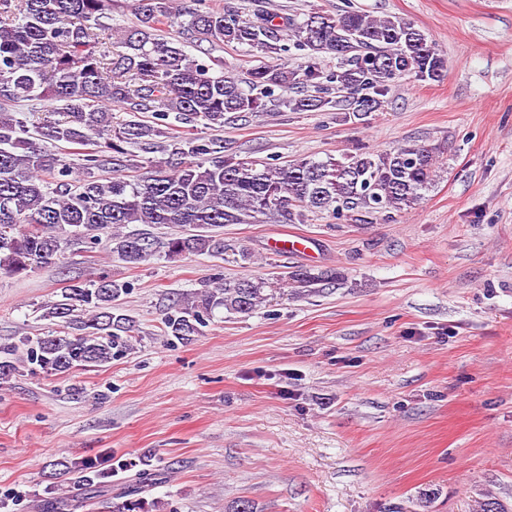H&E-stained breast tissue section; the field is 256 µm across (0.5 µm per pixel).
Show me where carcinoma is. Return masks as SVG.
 Listing matches in <instances>:
<instances>
[{
  "label": "carcinoma",
  "mask_w": 512,
  "mask_h": 512,
  "mask_svg": "<svg viewBox=\"0 0 512 512\" xmlns=\"http://www.w3.org/2000/svg\"><path fill=\"white\" fill-rule=\"evenodd\" d=\"M110 0H0V275L23 278L55 264L73 244L107 242L110 252L139 266L163 255L232 256L254 263L249 249L224 240L226 224H304L326 212L344 223L390 221L413 209L434 186L442 146L407 141L389 151L359 148L339 159L304 157L280 164L238 155L224 139L170 131L169 114L183 124L222 129L241 118L284 106L291 112H344L357 119L378 111L395 83L410 76L434 81L446 70L428 35L401 17L375 18L347 4L300 20L254 0L245 17L226 2L136 0L130 28L101 22ZM185 20H180V17ZM182 28V40L165 28ZM114 40L112 49L106 41ZM245 46L254 57L296 49L303 60L288 68L262 64L238 78L208 48ZM190 44L202 57L186 53ZM336 60V69L325 67ZM63 103L34 129L8 111L20 100ZM153 120L113 124L106 106ZM163 158L143 167L131 149ZM140 173L127 175L125 171ZM129 224L178 231L161 242L150 232H124ZM336 272L298 267L265 278H226L172 302L163 317L166 336L190 343L215 311L249 315L287 286L322 288ZM130 285L107 275L63 280L61 300L43 316L59 331L0 344V380L20 369L65 377L100 368L131 349L134 321L120 313ZM52 478L82 484L71 500L46 487L45 512H75L112 492L116 472L134 470L112 457L60 460ZM150 468L126 477L112 512H149L142 494L164 483Z\"/></svg>",
  "instance_id": "obj_1"
}]
</instances>
